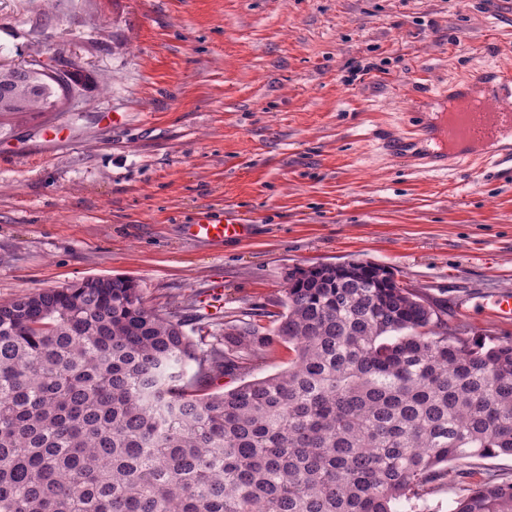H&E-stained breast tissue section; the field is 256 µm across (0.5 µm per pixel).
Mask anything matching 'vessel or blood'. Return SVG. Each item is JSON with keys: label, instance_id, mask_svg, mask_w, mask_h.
<instances>
[{"label": "vessel or blood", "instance_id": "obj_1", "mask_svg": "<svg viewBox=\"0 0 512 512\" xmlns=\"http://www.w3.org/2000/svg\"><path fill=\"white\" fill-rule=\"evenodd\" d=\"M465 85L484 88L485 94L479 97L475 108L465 113L460 131L462 143L455 153H448L445 147L447 129L437 127L428 116L419 123L418 136L385 137L384 150L391 157L424 169L438 167L450 157L467 162L485 154L494 161L512 164V69L483 70L466 79ZM249 231V225L232 213L220 220L202 215L185 227L188 236L216 243L244 238Z\"/></svg>", "mask_w": 512, "mask_h": 512}]
</instances>
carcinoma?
Here are the masks:
<instances>
[{
  "label": "carcinoma",
  "instance_id": "carcinoma-1",
  "mask_svg": "<svg viewBox=\"0 0 512 512\" xmlns=\"http://www.w3.org/2000/svg\"><path fill=\"white\" fill-rule=\"evenodd\" d=\"M44 72L0 102L54 107ZM217 334L123 276L0 304V512H398L512 455V340L472 344L371 262L288 276ZM288 368L226 392L276 347ZM452 512H512L490 474Z\"/></svg>",
  "mask_w": 512,
  "mask_h": 512
}]
</instances>
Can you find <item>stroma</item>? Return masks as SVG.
Returning a JSON list of instances; mask_svg holds the SVG:
<instances>
[{
  "label": "stroma",
  "instance_id": "1",
  "mask_svg": "<svg viewBox=\"0 0 512 512\" xmlns=\"http://www.w3.org/2000/svg\"><path fill=\"white\" fill-rule=\"evenodd\" d=\"M50 54L77 99L0 112V303L121 275L215 325L280 311L295 269L370 261L449 330L512 338V166L381 145L512 61V0H0L6 68ZM203 212L252 234L190 239Z\"/></svg>",
  "mask_w": 512,
  "mask_h": 512
}]
</instances>
